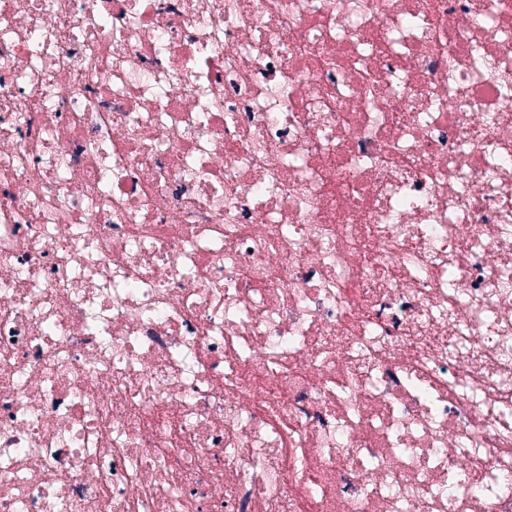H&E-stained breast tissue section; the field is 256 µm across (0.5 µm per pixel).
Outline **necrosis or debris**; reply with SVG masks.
Listing matches in <instances>:
<instances>
[{
    "label": "necrosis or debris",
    "instance_id": "1",
    "mask_svg": "<svg viewBox=\"0 0 512 512\" xmlns=\"http://www.w3.org/2000/svg\"><path fill=\"white\" fill-rule=\"evenodd\" d=\"M0 512H512V0H0Z\"/></svg>",
    "mask_w": 512,
    "mask_h": 512
}]
</instances>
